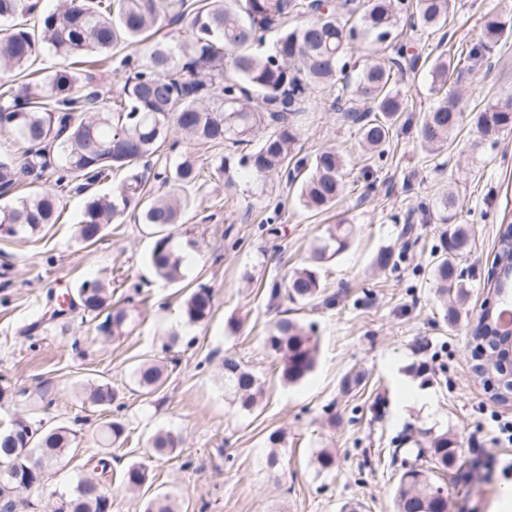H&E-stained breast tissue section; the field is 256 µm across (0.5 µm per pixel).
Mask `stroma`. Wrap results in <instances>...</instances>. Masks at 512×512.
I'll return each instance as SVG.
<instances>
[{
  "label": "stroma",
  "mask_w": 512,
  "mask_h": 512,
  "mask_svg": "<svg viewBox=\"0 0 512 512\" xmlns=\"http://www.w3.org/2000/svg\"><path fill=\"white\" fill-rule=\"evenodd\" d=\"M512 0H456L457 20L434 33L404 29L402 40L417 66L399 88L408 100L407 125L383 158L357 160V134L333 105L336 92L312 90L296 146L313 157L333 146L356 165L336 206L306 212L297 184L285 176L261 181L237 162L216 169L220 148L179 139L177 153L192 155L202 178L191 187L186 226L199 246L189 252L183 285L158 279L149 264L152 238L133 214L108 225L85 246L77 237L84 198L66 192L60 218L26 238L0 237V422L32 411L25 398L49 388L53 403L39 413L56 425H77L76 446L27 493L28 512H49L53 492H66L99 455L98 427L116 419L127 437L112 450L105 483L112 512H143L158 492L173 495L181 512H394L401 473L434 470L420 432H447L456 458L438 478L448 491V512H502V474L512 445L493 439L494 417L512 420V408L495 402L472 372L470 327L486 296V278L503 226L512 224V133L498 145L473 150L472 122L464 120L453 146L424 151L414 121L429 109L427 55L438 44L457 46L477 33L485 14ZM463 112L512 90V38L495 47L465 82ZM464 203L457 222L471 232L456 256L469 289L466 313L456 326L442 319L431 274L453 226L438 223L429 206L447 188ZM352 227L350 245L318 264L323 300L309 305L270 301L265 287L294 269L314 264V249L329 225ZM395 263L379 268V252ZM89 278L111 282L129 297L134 329L108 338L75 310L63 325L30 332L47 293L61 294ZM205 288L213 310L203 323H185V289ZM288 316L312 327L319 341L314 372L303 382L283 381L278 356L266 345L276 321ZM232 355L264 384L254 412L242 413L224 388L223 362ZM145 359L167 362L168 380L142 394L134 369ZM430 370L418 371L421 362ZM107 381L121 408L101 409L85 398L88 384ZM177 435L176 451L153 456L157 431ZM282 434V460L270 466L271 432ZM336 451L332 468H320L321 449ZM145 464L150 481L128 491L124 469Z\"/></svg>",
  "instance_id": "35a3bbf8"
}]
</instances>
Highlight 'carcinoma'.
Masks as SVG:
<instances>
[{"label":"carcinoma","instance_id":"cac0c4a2","mask_svg":"<svg viewBox=\"0 0 512 512\" xmlns=\"http://www.w3.org/2000/svg\"><path fill=\"white\" fill-rule=\"evenodd\" d=\"M37 0H0V126L25 146L21 163L0 159V191L10 192L25 177L45 178L50 184L17 206L0 207V237H25L41 232L58 220L57 189L75 187L87 194L77 226L79 238L92 246L102 238L106 225L138 210L140 223L152 229L150 261L160 278L175 283L184 278L185 252L198 241L175 231L184 225L192 206L186 189L200 180L196 161L189 156L177 162L163 159L162 144L172 133L212 146H225L230 155L218 157L224 171L230 156L253 176L269 177L282 171L295 181L303 169L295 146L310 87L338 89L334 106L344 120L357 126L359 144L367 158L383 155L393 138L397 121L407 110L397 88L403 79L398 45L399 25L409 14L410 25L438 31L454 17L455 0H416L408 12L405 0H340L334 7L324 0H61L54 10L32 26L18 18L32 15ZM186 23L185 37L172 45L166 40L150 44L144 59L125 56L120 61L126 78L118 103L100 90H76L70 70H57L34 83L16 84L15 76L30 69L44 52L69 61L107 55L122 44L146 42L163 20ZM512 36V10L484 16L477 38L456 50L440 52L430 66V92L434 102L417 123L420 143L430 152L449 148L463 122L461 94L448 91V75L462 77L484 60L487 53ZM479 139L496 144L512 130V94L490 100L472 117ZM350 161L333 147L318 152L309 174L302 180L299 203L323 211L343 194ZM123 179L110 194L91 192L110 174ZM151 180L167 188L151 197L145 187ZM442 224H453L463 209L450 190L434 204ZM350 230L341 224L327 228L315 249V264L303 267L270 289V299L286 293L293 300L313 301L321 293L318 264L347 249ZM467 228L458 225L451 234L448 252L467 250ZM443 301V318L456 324L468 291L448 256L440 257L432 270ZM85 315L111 311L101 324L109 336L124 335L128 310L109 305L110 284L85 280L75 289ZM212 296L205 288L184 301L182 317L189 324L208 319ZM281 361V377L297 384L314 370L318 341L288 318L277 322L266 339ZM136 383L150 394L167 381V365L144 360L135 370ZM224 387L233 395L240 412L250 413L260 404L264 387L258 376L233 357L224 358ZM119 398L108 382L89 385L87 399L107 408ZM125 427L112 420L102 429L110 446ZM76 431L67 426H44L20 416L0 429V512H16V494L26 481L25 457L41 462L32 476L42 484L49 466L72 448ZM156 456L175 451L177 438L158 432L149 441ZM439 466L448 467L454 455L443 433L430 440ZM149 473L139 463L129 465L123 481L132 491L146 485ZM396 512H448V498L431 472L404 471L394 493ZM51 512H112V496L96 476L77 482L71 492L52 502ZM145 512H179L170 494L150 499Z\"/></svg>","mask_w":512,"mask_h":512}]
</instances>
